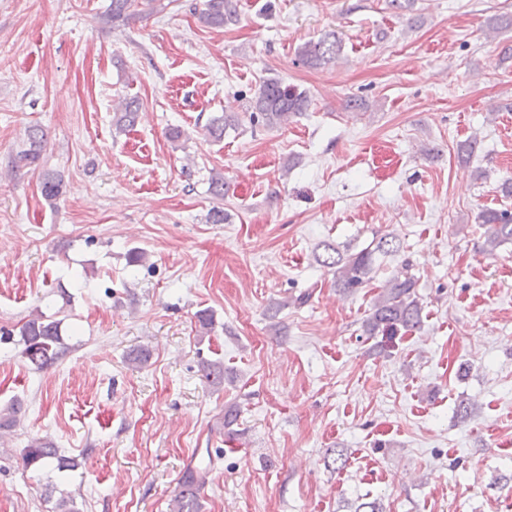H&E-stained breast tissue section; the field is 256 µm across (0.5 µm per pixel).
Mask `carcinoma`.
<instances>
[{"mask_svg":"<svg viewBox=\"0 0 512 512\" xmlns=\"http://www.w3.org/2000/svg\"><path fill=\"white\" fill-rule=\"evenodd\" d=\"M199 21L213 28H221L237 21V11L233 0H206L205 8L199 14ZM342 50V41L336 33H327L315 41L305 43L300 49L304 62L311 67L333 64ZM310 106L306 92L290 87L277 76L263 79L252 100V112L248 121L267 127H279L300 116ZM114 126L120 130L132 127L139 117V102L135 98L124 97L113 107ZM242 118L237 113H225L213 117L205 125L206 134L214 140L224 138V133L241 125ZM46 134L40 127H32L27 133L26 147L12 158L14 168H37ZM39 188L48 201L59 199L64 193V178L61 173L50 169H39ZM477 219L485 226L483 250L495 253L501 246L512 243V213L507 210H483ZM392 241L382 236L357 252L347 248L340 251L326 245L327 256L323 265L336 268V286L346 294L364 287L380 268L378 259L395 252ZM416 281L404 272L392 276L376 298L369 317L365 321V332L381 340L374 344L379 352L393 344L401 331H410L421 323L422 306L415 292ZM23 355L37 368L53 365L67 351L61 338L60 322L36 313L27 319L19 330ZM205 379L210 386L219 389L224 386V364L208 361L203 365ZM21 406L12 404L0 410V432L8 431L18 420ZM64 460L50 439L35 438L25 451V464L28 467H45ZM206 484V472L197 468L186 472L172 499V512H199L200 492Z\"/></svg>","mask_w":512,"mask_h":512,"instance_id":"carcinoma-1","label":"carcinoma"}]
</instances>
